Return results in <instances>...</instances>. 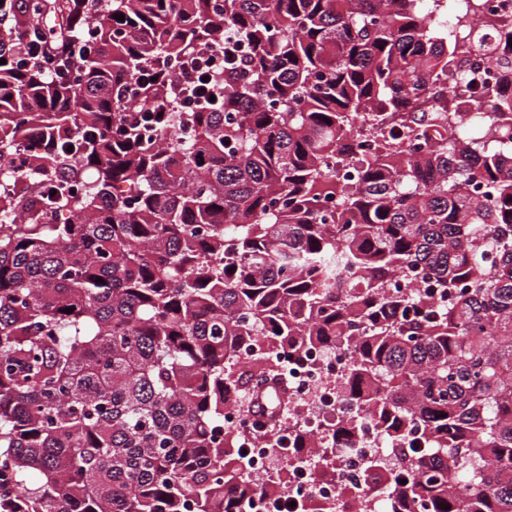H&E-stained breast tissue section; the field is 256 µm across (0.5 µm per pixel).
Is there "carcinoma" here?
Instances as JSON below:
<instances>
[{
	"label": "carcinoma",
	"mask_w": 512,
	"mask_h": 512,
	"mask_svg": "<svg viewBox=\"0 0 512 512\" xmlns=\"http://www.w3.org/2000/svg\"><path fill=\"white\" fill-rule=\"evenodd\" d=\"M37 3L17 27L60 18L71 78L0 68V160L28 166L0 183V509L246 512L279 484L247 478L224 406L260 396L280 447L281 356L326 346L354 351L342 392L397 458L362 491L512 512V121L487 144L451 123L447 87L420 106L419 75L457 48L418 0ZM223 35L219 110L114 96ZM381 105L407 145L360 155L353 186L334 166L361 124L385 134ZM417 270L447 306L390 293ZM353 438L293 436L325 469Z\"/></svg>",
	"instance_id": "cac0c4a2"
}]
</instances>
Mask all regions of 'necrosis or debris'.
<instances>
[{
	"instance_id": "obj_1",
	"label": "necrosis or debris",
	"mask_w": 512,
	"mask_h": 512,
	"mask_svg": "<svg viewBox=\"0 0 512 512\" xmlns=\"http://www.w3.org/2000/svg\"><path fill=\"white\" fill-rule=\"evenodd\" d=\"M453 2V13H431L441 36L467 48L457 69L449 71L448 86H456L463 78L477 82L494 78L500 67L490 49L498 43L503 25L512 26V0ZM500 108V100L475 93L460 100L453 120L467 127L480 123L482 131L488 132L497 127ZM352 359L349 350L315 349L303 363H286L288 394L295 405L289 427L316 434L334 420H359L360 409L340 391ZM376 454L385 463L393 461L384 452L377 429L362 423L354 444L341 451L332 476H321L312 466L295 461L288 468V487L304 489L309 505L322 507L324 512H378L377 497L356 490L364 462Z\"/></svg>"
}]
</instances>
